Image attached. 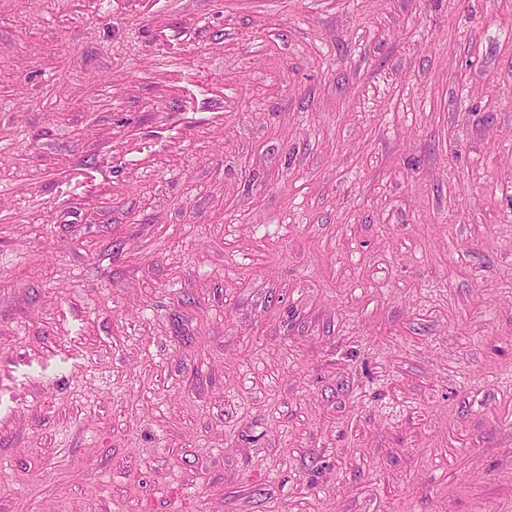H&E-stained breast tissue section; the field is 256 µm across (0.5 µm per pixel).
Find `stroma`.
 I'll return each mask as SVG.
<instances>
[{
    "label": "stroma",
    "instance_id": "35a3bbf8",
    "mask_svg": "<svg viewBox=\"0 0 512 512\" xmlns=\"http://www.w3.org/2000/svg\"><path fill=\"white\" fill-rule=\"evenodd\" d=\"M0 512H512V0H0Z\"/></svg>",
    "mask_w": 512,
    "mask_h": 512
}]
</instances>
